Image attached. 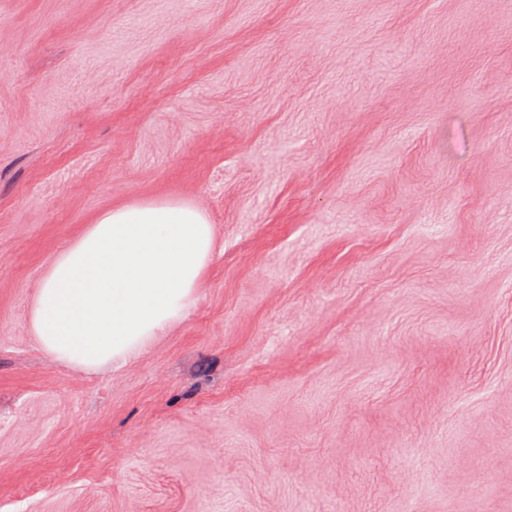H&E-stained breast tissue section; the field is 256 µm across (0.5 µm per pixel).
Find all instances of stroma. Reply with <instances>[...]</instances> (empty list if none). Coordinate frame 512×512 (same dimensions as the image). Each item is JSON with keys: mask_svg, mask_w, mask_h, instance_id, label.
<instances>
[{"mask_svg": "<svg viewBox=\"0 0 512 512\" xmlns=\"http://www.w3.org/2000/svg\"><path fill=\"white\" fill-rule=\"evenodd\" d=\"M165 197L194 307L47 357L49 262ZM0 512H512V0H0Z\"/></svg>", "mask_w": 512, "mask_h": 512, "instance_id": "1", "label": "stroma"}]
</instances>
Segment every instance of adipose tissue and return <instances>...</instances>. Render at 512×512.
I'll use <instances>...</instances> for the list:
<instances>
[{
	"mask_svg": "<svg viewBox=\"0 0 512 512\" xmlns=\"http://www.w3.org/2000/svg\"><path fill=\"white\" fill-rule=\"evenodd\" d=\"M214 251V227L191 201L101 212L43 273L30 311L40 349L84 372L136 358L194 305Z\"/></svg>",
	"mask_w": 512,
	"mask_h": 512,
	"instance_id": "obj_1",
	"label": "adipose tissue"
}]
</instances>
